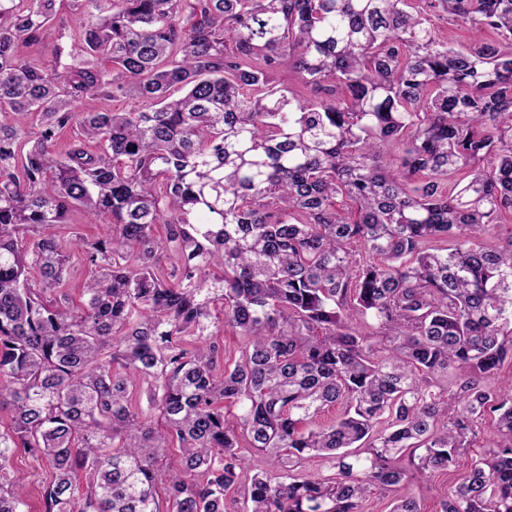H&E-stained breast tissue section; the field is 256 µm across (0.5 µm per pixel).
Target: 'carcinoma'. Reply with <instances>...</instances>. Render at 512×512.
<instances>
[{
	"instance_id": "cac0c4a2",
	"label": "carcinoma",
	"mask_w": 512,
	"mask_h": 512,
	"mask_svg": "<svg viewBox=\"0 0 512 512\" xmlns=\"http://www.w3.org/2000/svg\"><path fill=\"white\" fill-rule=\"evenodd\" d=\"M71 3L61 32L56 0H0V512H28L19 450L43 512H226L246 468L243 512H363L373 487L422 512L411 483L488 420L443 512H512V236L484 244L512 215V0ZM117 96L140 107L75 110ZM76 212L106 237L60 242ZM439 34L448 38V45L461 48L468 47L473 42V34L466 26L435 21ZM14 482L12 492L24 500L29 512H41V487L48 480L49 471L41 460L18 453L11 464Z\"/></svg>"
}]
</instances>
